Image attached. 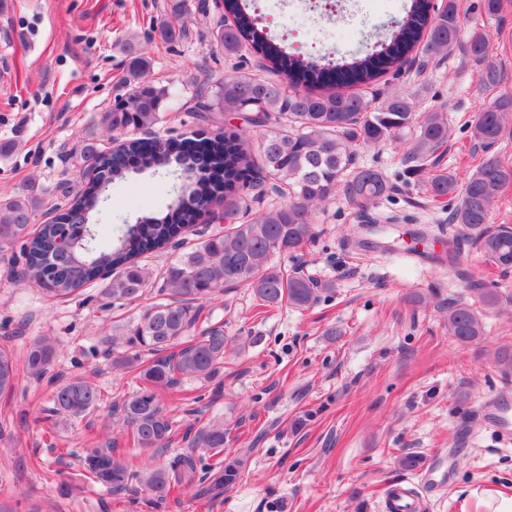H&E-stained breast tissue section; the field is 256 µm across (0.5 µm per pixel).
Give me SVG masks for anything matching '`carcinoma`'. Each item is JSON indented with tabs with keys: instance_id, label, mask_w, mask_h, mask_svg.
<instances>
[{
	"instance_id": "1",
	"label": "carcinoma",
	"mask_w": 512,
	"mask_h": 512,
	"mask_svg": "<svg viewBox=\"0 0 512 512\" xmlns=\"http://www.w3.org/2000/svg\"><path fill=\"white\" fill-rule=\"evenodd\" d=\"M224 13L232 23L218 36L224 54L237 55L246 46L261 52L270 63L271 78H257L233 71L216 89H208L200 103L202 112H240L257 103L258 112L245 122L262 133L257 155L251 154L250 131L219 129L197 140L126 138L120 151L99 149L84 143L80 153L90 163L85 188L76 193L63 213L27 234L39 206V198L17 196L0 200V243L22 242L25 267L21 278L53 296L67 297L98 278L109 279L103 289L106 305L138 300L149 284V273L139 257L167 246L178 247L179 238L200 215L216 203H224V215L233 218L195 246L182 250L170 263L158 288L159 301L145 309L135 325L118 330L112 346L123 345L130 353L113 355L112 365L136 372L132 391L115 404L118 422L135 445L164 453L174 441L176 421L160 398L158 389L171 387L180 376L214 377L224 365L227 345L224 326L209 325L199 337L186 340L196 327L202 302L226 285L246 283L257 307H288L303 310L317 302L332 284L318 282L294 270L268 266L276 254L293 253L315 236L313 211L341 194L361 213L392 190L378 169L353 166L354 148L400 140L406 144L401 163L410 175L427 174L426 188L439 207L457 200L452 223L462 237L448 238L446 256L436 262L466 284L469 293L486 307L498 303L495 291L457 268L459 239L466 240L486 259L503 269L512 268V225H489L490 209L502 188L512 185V165L504 163L492 147L512 138V93L499 94L473 116L472 134L484 156L463 185L447 173L433 171L439 151L448 143V117L439 111H416L412 96L396 92L375 106L371 84L388 72L401 73L400 61L417 50L427 58L449 56L458 47L464 20L457 0H411L390 37L376 42L370 51L349 62L321 66L291 57L273 42L243 0H224ZM467 54L481 63L487 55L484 33L474 28ZM129 75L133 86L123 101L102 113L109 133H149L162 121L168 90L141 83L150 66L145 53L129 48ZM504 80L502 70L486 66L479 71L480 86L496 88ZM358 86L356 92L337 87ZM176 164L181 170L180 193L188 201L171 208L175 216H143L125 224L104 245L86 241L92 214L98 210L97 181L116 180L130 172L160 169ZM270 183L281 198L246 222H236L247 177ZM448 335L466 345L483 335L476 308L456 298L448 299ZM148 353L141 359L140 352ZM56 354L47 336L33 340L26 352L29 375L41 379ZM17 386L13 355L0 350V396ZM101 392L74 379L52 397L50 415L64 420L96 408ZM187 451L153 468L114 456L115 442L89 448L83 464L90 477L112 494L132 490L137 484L151 494V504L166 501L171 492L194 481L204 484L202 493L211 499L224 495L241 476L246 459L224 458V424L213 422L194 431Z\"/></svg>"
}]
</instances>
